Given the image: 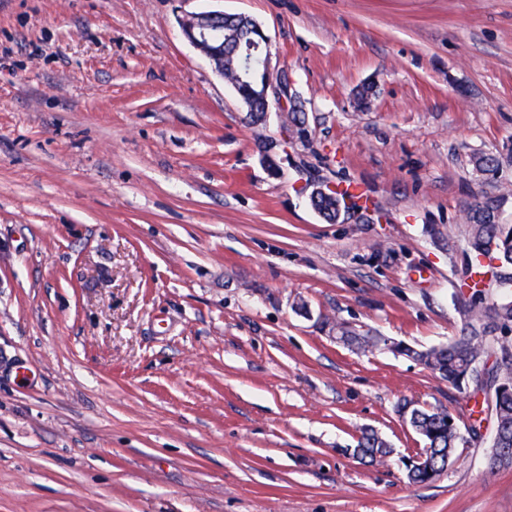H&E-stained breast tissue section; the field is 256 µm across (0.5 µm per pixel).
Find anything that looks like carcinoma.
Here are the masks:
<instances>
[{
	"label": "carcinoma",
	"mask_w": 512,
	"mask_h": 512,
	"mask_svg": "<svg viewBox=\"0 0 512 512\" xmlns=\"http://www.w3.org/2000/svg\"><path fill=\"white\" fill-rule=\"evenodd\" d=\"M243 25L237 14H226L215 24V38L224 45V55L237 52L233 32ZM473 170L494 174L498 159L491 152H474L469 157ZM506 195L485 198L464 213V234L467 244L466 273L501 279L505 286L491 292L474 289L463 303L462 316L466 320L463 335L446 344L417 351L401 342L381 336L363 335L346 322L336 323V331L343 343L366 351L381 344L420 362L430 372L448 381L460 392H492L491 414L496 424L491 437V455L496 466H512V224L499 221ZM312 208L325 220L339 222L346 209L343 195L330 189L310 195ZM397 413L425 442L427 458L424 465L410 468L403 463L406 477L413 484L435 481L453 461L456 448L465 442L453 417L446 409H427L411 401L397 405ZM392 454V448L377 431H361L353 457L371 463H383Z\"/></svg>",
	"instance_id": "obj_1"
}]
</instances>
